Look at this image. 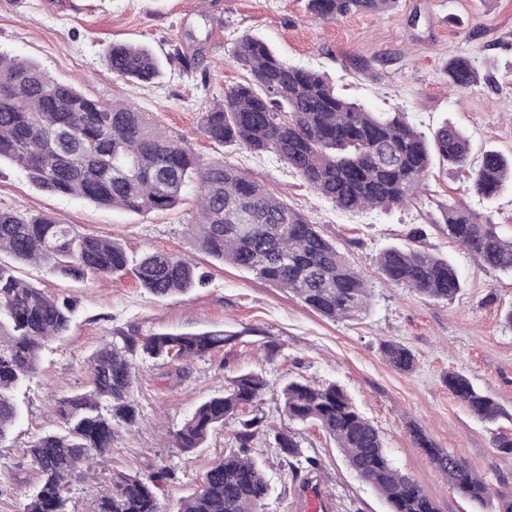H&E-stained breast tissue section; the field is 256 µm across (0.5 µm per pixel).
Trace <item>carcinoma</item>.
Here are the masks:
<instances>
[{
	"label": "carcinoma",
	"instance_id": "cac0c4a2",
	"mask_svg": "<svg viewBox=\"0 0 512 512\" xmlns=\"http://www.w3.org/2000/svg\"><path fill=\"white\" fill-rule=\"evenodd\" d=\"M399 0H308V9L326 21L363 11L384 14ZM233 55L246 70L245 81L224 89V99L202 113L201 129L212 142L235 144L254 153L279 156L305 183L345 212L388 210L417 201L434 160L471 170L472 191L492 199L512 187V155L481 149L473 160L470 137L445 123L428 139L403 112H374L350 100L324 73L285 64L263 39L241 37ZM169 64L186 74L203 62L202 51L173 48ZM113 77L151 82L163 73V60L146 47L112 44L104 58ZM448 85L465 92L478 82L465 57L448 62ZM23 170L39 190L72 195L97 205L136 214L166 211L195 193L197 213L188 234L212 258L243 269L288 291L324 318L356 321L369 306L363 275L304 214L269 194L235 167L205 161L189 146L152 124L133 105L91 99L52 80L37 65L0 53V163ZM429 223L448 235L479 265L512 275V233L482 221L461 202L442 205ZM423 235L414 228L405 244L383 249L377 259L385 280L419 295L448 301L462 281L448 258L413 246ZM30 266H45L75 280L131 275L156 297L185 294L204 285L205 275L188 260L149 252L133 260L109 239L83 234L49 216L28 217L0 209V253ZM73 303L49 295L0 266V443L20 415L15 392L38 373L47 343L65 335ZM222 331L159 333L123 345L107 343L89 360L84 390L56 401L58 430L31 442L25 453L40 481L22 512H64L70 485L112 451L114 429L132 426L138 408V378L129 355L177 365L224 347ZM385 360L402 372L415 367L412 350L400 342L381 344ZM448 390L483 422L501 410L491 395L477 390L458 372L443 377ZM267 381L257 371L241 372L224 392L196 407L173 432L176 447L204 446L209 435L230 421L237 448L211 463L200 488L180 500L176 512H264L270 491L263 460L254 445L266 432L265 417L243 419L247 407L263 401ZM280 412L289 421L314 424L340 449L347 465L385 500L389 512H438L421 486L392 463L379 431L338 385L292 378L281 389ZM415 447L475 506L492 496L490 484L461 458L445 452L421 430ZM275 448L291 466L301 490L312 483L318 465L290 430H277ZM112 489L96 498L89 512H161L157 479L115 471Z\"/></svg>",
	"mask_w": 512,
	"mask_h": 512
}]
</instances>
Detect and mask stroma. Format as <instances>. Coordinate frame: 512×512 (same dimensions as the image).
Wrapping results in <instances>:
<instances>
[{"mask_svg": "<svg viewBox=\"0 0 512 512\" xmlns=\"http://www.w3.org/2000/svg\"><path fill=\"white\" fill-rule=\"evenodd\" d=\"M246 34L266 40L286 63L329 74L345 94L376 112H403L424 135L444 122L464 129L475 146L512 153V0H400L392 11L352 13L335 21L315 17L307 0H0V51L38 65L55 80L101 101L125 100L146 112L170 136L203 159H221L263 184L275 196L319 224L365 277L370 307L357 321H332L288 291L229 264L214 262L187 235L194 207L185 196L177 207L126 213L85 200L39 191L11 165L0 166V209L45 214L84 234L120 242L130 256L164 251L197 265L205 283L183 295L158 298L129 276L74 280L51 267L21 265L19 277L73 302L69 331L43 350L38 375L18 394L23 417L0 443V512H20L39 477L23 450L58 425L56 400L82 390L91 354L109 342L155 333L221 330L231 342L191 361L181 375L162 362L134 355L138 371L135 426L116 429L112 451L97 471L74 485L68 512H87L109 489L113 472H164L163 512L199 488L207 467L235 447V424L213 432L204 447H175L172 433L203 400L223 392L240 371L263 372L268 390L261 409L267 424L288 428L305 455L318 458V478L332 492L329 512H386L379 494L344 463L334 440L314 425L289 423L280 414L285 381L304 377L334 383L378 429L394 465L412 477L439 512H498L512 499V453L492 448L495 430L512 433V330L502 323L512 308V275L478 265L447 235L428 226L429 214L451 200L481 217L512 228V191L487 202L469 189L467 173L434 164L421 201L389 211L344 212L312 191L272 153L220 146L201 131V113L222 99L225 87L246 73L232 50ZM115 42L202 49L204 73L166 67L149 84L123 82L103 63ZM469 56L478 72L471 90L452 93L446 66ZM388 64L373 75L353 70V58ZM422 227L421 245L448 257L464 286L454 300L428 301L387 283L376 258ZM398 341L416 356L412 372L383 358L380 344ZM276 346L267 357V346ZM458 371L505 410L498 426L476 419L442 381ZM421 429L444 451L475 463L493 489L483 510L462 498L412 442ZM256 448L266 462L271 493L265 512L298 507L291 468L265 440Z\"/></svg>", "mask_w": 512, "mask_h": 512, "instance_id": "35a3bbf8", "label": "stroma"}]
</instances>
